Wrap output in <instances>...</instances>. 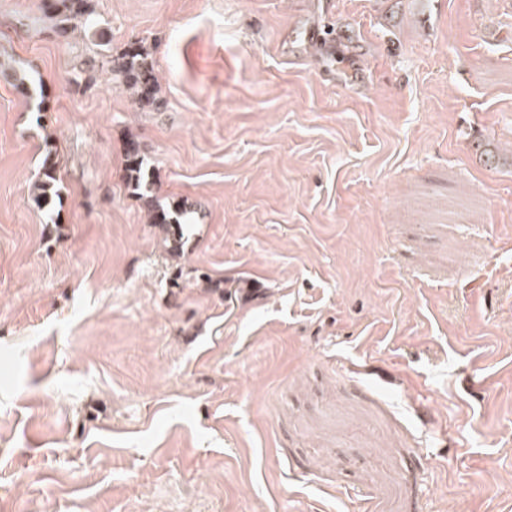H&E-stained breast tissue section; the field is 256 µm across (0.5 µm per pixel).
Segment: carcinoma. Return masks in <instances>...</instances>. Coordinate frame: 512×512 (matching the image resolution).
Returning <instances> with one entry per match:
<instances>
[{
    "label": "carcinoma",
    "instance_id": "carcinoma-1",
    "mask_svg": "<svg viewBox=\"0 0 512 512\" xmlns=\"http://www.w3.org/2000/svg\"><path fill=\"white\" fill-rule=\"evenodd\" d=\"M47 10L53 15L54 31L69 37L75 33L77 26L71 25L74 19L84 21L86 30L92 29L89 21V0H47ZM106 72L112 83L130 92L135 104L142 110L154 109L158 103V82L155 64L151 52L140 44H132L117 55H109L106 60ZM18 88L32 90L29 97L37 99L36 108L39 116L48 111L42 84L28 75L15 77ZM124 182L127 189L139 198L146 200L147 223L160 228L170 242L171 250L177 251L182 244V219L191 209L185 200L161 203L150 195L152 182L150 170L138 143L128 144L124 159ZM58 169L55 152L50 143H45V152L37 180L34 184L32 199L35 205L42 207L58 195Z\"/></svg>",
    "mask_w": 512,
    "mask_h": 512
}]
</instances>
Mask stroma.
I'll return each instance as SVG.
<instances>
[{"label": "stroma", "mask_w": 512, "mask_h": 512, "mask_svg": "<svg viewBox=\"0 0 512 512\" xmlns=\"http://www.w3.org/2000/svg\"><path fill=\"white\" fill-rule=\"evenodd\" d=\"M90 4L160 109L0 0V512H512V0ZM106 57L105 70L112 83L130 91L141 110L156 109L158 82L151 52L140 44H132L121 53ZM15 82L18 88L24 91H28L29 98L35 97V100L39 99V101L36 103L37 112L39 117H44L45 114L42 112H48V108L46 105V97L41 82L37 84L32 76L25 73L20 76H16ZM28 85H31L32 93L29 92L30 88ZM124 182L127 189L136 194L141 199H146L147 223L154 224L165 234L170 242L171 250L177 251L182 244V219L184 215L191 210V205L185 201H168L161 203L147 196L146 193L152 192L150 170L146 166L145 158L134 140L129 142L124 159ZM59 181L57 161L53 146L45 144V152L37 180L34 184L32 199L37 207H43L51 202L53 196H58L57 188Z\"/></svg>", "instance_id": "obj_1"}]
</instances>
